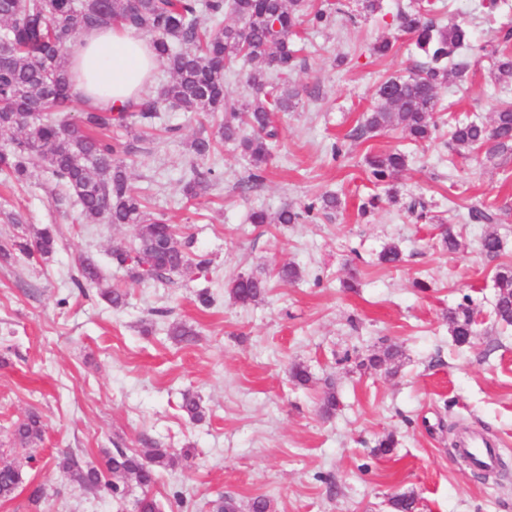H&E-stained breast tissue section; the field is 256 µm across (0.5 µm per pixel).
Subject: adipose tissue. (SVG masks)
Instances as JSON below:
<instances>
[{"instance_id": "adipose-tissue-1", "label": "adipose tissue", "mask_w": 512, "mask_h": 512, "mask_svg": "<svg viewBox=\"0 0 512 512\" xmlns=\"http://www.w3.org/2000/svg\"><path fill=\"white\" fill-rule=\"evenodd\" d=\"M160 63L148 37L105 26L79 37L70 70L93 106L115 110L146 92Z\"/></svg>"}]
</instances>
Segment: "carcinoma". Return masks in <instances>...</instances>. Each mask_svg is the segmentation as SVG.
I'll return each instance as SVG.
<instances>
[{"label":"carcinoma","mask_w":512,"mask_h":512,"mask_svg":"<svg viewBox=\"0 0 512 512\" xmlns=\"http://www.w3.org/2000/svg\"><path fill=\"white\" fill-rule=\"evenodd\" d=\"M234 18L224 24V14ZM344 13L337 0H0V41L10 52L0 57V131L13 134L9 148L0 150V172L16 183L27 182L37 171H47L60 187L58 201L79 208L84 224H132L137 233L128 246L112 249V263L128 272L134 282L171 280L194 262L178 241L179 229L163 214L147 210L146 198L129 181L122 156L152 143L146 131L158 126L162 108L194 112L204 118L220 115L215 135L203 130L190 143L192 177L183 185L186 199L206 193L219 178L213 167L198 162L231 145L248 165V189L263 181L279 136L277 118L291 112L302 95L293 74L302 68L308 32L329 27ZM435 0H411L398 9L397 31L411 37L415 61L404 77H388L378 86V103L363 113L356 137L367 139L383 130H401L417 145L433 139L437 128L438 91L449 77L462 79L467 67L459 60L470 46L471 33L462 24L442 25L436 19ZM118 25L152 38L171 80L155 94H144L119 111L88 107L75 89L69 69L71 46L86 31ZM512 30L500 32L496 44L479 47L490 59L489 74L496 81L512 76ZM397 53V39L384 37L372 54L385 58ZM251 65L246 83L248 96L230 97L224 75L234 63ZM125 132L130 140L111 139L112 129ZM490 146V154L512 151V101L499 103L490 122L457 121L451 130V146L460 153ZM410 154L389 150L367 156L375 186L384 194L370 195L360 206L365 216L388 200L399 201V190L391 177L409 164ZM342 199L333 192L313 197L299 208L285 206L275 216L254 210L251 224H301L305 220L330 217L341 208ZM55 239L48 230L31 240L13 244L29 259L44 260L54 251ZM11 249V250H13ZM11 250L0 248L7 259ZM196 267L205 270L208 261ZM103 280L99 267L87 259L80 263L75 287L98 286ZM498 288L494 306L497 321L512 326V266H502L495 276ZM236 302L246 306L261 299L268 282L260 276L240 275L229 283ZM102 298L113 308L126 304L128 289L116 285L101 289ZM449 332L456 344L471 342L473 316L469 309L448 315ZM182 410L193 420L205 415L195 394L182 396ZM15 443L23 448L43 437L40 417L31 413L13 426ZM190 449L175 452L153 447L144 454L122 448L107 456L105 465L115 481L112 494H127L125 480L139 487H152L162 470L187 458ZM89 488L101 483V473L81 469L72 456L56 462ZM22 483L20 466L0 463V499L11 497Z\"/></svg>","instance_id":"carcinoma-1"}]
</instances>
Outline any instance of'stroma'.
Listing matches in <instances>:
<instances>
[{
  "mask_svg": "<svg viewBox=\"0 0 512 512\" xmlns=\"http://www.w3.org/2000/svg\"><path fill=\"white\" fill-rule=\"evenodd\" d=\"M407 0H383L374 16L357 0L330 27L312 33L305 66L294 81L316 87L280 116L279 138L261 183L249 192L245 160L232 149L208 159L219 180L196 200L181 188L189 174L187 143L199 130L191 112L169 109L168 129L146 150L125 156L134 189L155 212L192 239L206 271L189 267L172 282L130 281L112 263L111 249L130 244L132 225L81 224L77 209L59 207L58 187L45 173L25 186L0 179V246L32 239L47 227L56 251L46 261L0 259V461L20 465L23 481L0 512H134L140 488L116 499L106 486L90 489L59 472L65 455L103 467L121 447L143 453L156 445L192 454L161 473L150 495L162 512H211L219 496L249 512L258 496L271 512H393L410 496L415 512H512V328L497 324L495 275L512 264V155L450 146L454 117L491 120L512 78L494 82L479 47L494 30L512 26V9L488 14L485 0H439L445 23L471 31L465 81L441 88L434 139L409 147L400 131L350 139L386 76L407 75L409 36L392 17ZM397 36L398 51L380 59L372 45ZM344 141L340 157L331 146ZM410 149L397 177L403 196L368 216L359 206L374 193L365 157ZM338 192L343 205L314 224H248L251 209L278 212L310 197ZM422 198L434 221L416 222L403 201ZM490 206L497 224L469 219L471 206ZM450 227L460 246L441 243ZM497 233V256L480 241ZM398 245L397 265L379 253ZM93 260L108 285L128 286L125 307H109L98 289L75 288L78 261ZM298 267L290 283L277 272ZM267 277L257 302L242 306L227 285L240 275ZM213 302L201 307L197 295ZM475 318L472 343L459 346L449 312ZM195 332L192 342L169 336L171 323ZM393 349L395 360L371 368L372 355ZM311 374L290 377L294 364ZM336 409L323 415L328 389ZM205 407L194 421L181 408L184 392ZM37 413L43 439L17 448L15 422ZM482 432L502 467L480 473L455 446L458 432ZM393 436L390 454L377 442ZM41 488L39 502L30 499Z\"/></svg>",
  "mask_w": 512,
  "mask_h": 512,
  "instance_id": "35a3bbf8",
  "label": "stroma"
}]
</instances>
